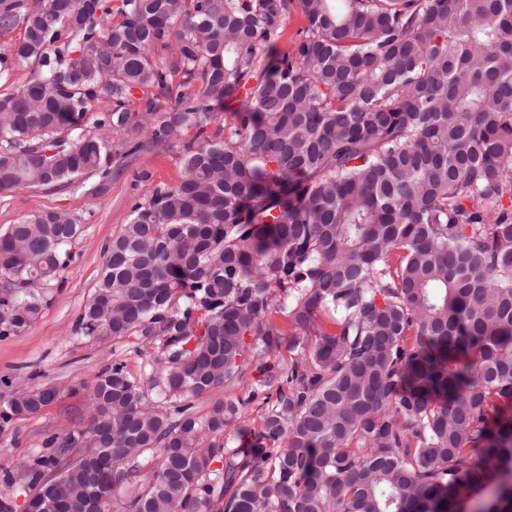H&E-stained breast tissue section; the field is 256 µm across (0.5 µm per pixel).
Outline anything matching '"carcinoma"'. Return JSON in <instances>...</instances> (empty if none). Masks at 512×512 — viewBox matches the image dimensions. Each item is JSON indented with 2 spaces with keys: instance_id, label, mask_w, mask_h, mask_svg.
<instances>
[{
  "instance_id": "1",
  "label": "carcinoma",
  "mask_w": 512,
  "mask_h": 512,
  "mask_svg": "<svg viewBox=\"0 0 512 512\" xmlns=\"http://www.w3.org/2000/svg\"><path fill=\"white\" fill-rule=\"evenodd\" d=\"M117 2L0 0L23 30L0 76L38 64L0 93V196L195 130L76 323L157 352L152 393L113 360L20 488L49 512H512V0ZM93 102L116 141L82 128ZM82 233L61 211L0 233V335ZM60 399L18 391L0 426ZM258 399L250 446L217 442ZM247 388H248V386H247V383L245 382V383L235 386L233 388L216 390L206 397L195 399L194 406H195V409L197 412V416L205 417V415L207 414V412L209 410V406H210L211 402L216 399L224 400L227 398H232V399H237L239 397L244 398L247 395L246 394Z\"/></svg>"
}]
</instances>
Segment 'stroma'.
I'll return each mask as SVG.
<instances>
[{
  "instance_id": "obj_1",
  "label": "stroma",
  "mask_w": 512,
  "mask_h": 512,
  "mask_svg": "<svg viewBox=\"0 0 512 512\" xmlns=\"http://www.w3.org/2000/svg\"><path fill=\"white\" fill-rule=\"evenodd\" d=\"M181 151L178 144L146 148L129 158L120 173L84 176L78 191L22 186L0 197V232L24 216L45 211L67 212L84 227L69 266L42 288L43 309L37 320L19 335L0 336V402L30 385H79L118 357L131 373L146 379L154 375L153 354L134 353L131 340L83 336L75 325L98 283L105 249L127 223L132 205L149 187L181 181ZM83 407V395L66 396L34 417L0 428V472L19 474L21 463L43 451L46 440Z\"/></svg>"
}]
</instances>
